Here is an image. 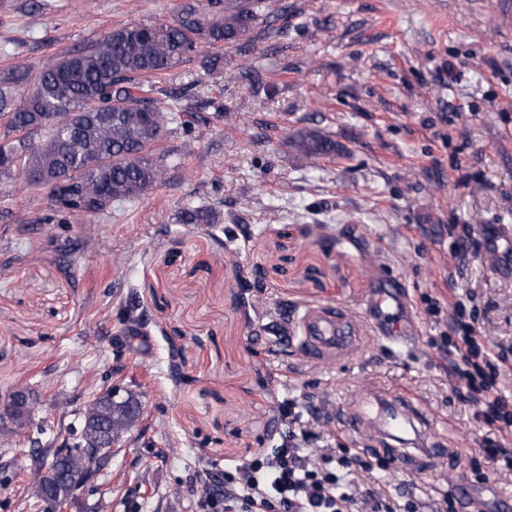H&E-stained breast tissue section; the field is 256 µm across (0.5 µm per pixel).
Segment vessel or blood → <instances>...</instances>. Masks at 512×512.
<instances>
[{
	"label": "vessel or blood",
	"mask_w": 512,
	"mask_h": 512,
	"mask_svg": "<svg viewBox=\"0 0 512 512\" xmlns=\"http://www.w3.org/2000/svg\"><path fill=\"white\" fill-rule=\"evenodd\" d=\"M407 307L402 292L397 288L371 290L363 318H356L342 304L326 306L305 305L296 308L293 315L273 321L275 335L273 344L280 345L298 341L305 356L323 361L344 353L354 347L363 331H370L379 340L397 346H407L413 341L398 313ZM376 408L377 420L373 428L379 439L399 431H409L410 442L421 461H428L447 452V444L441 433H428L429 422L420 408L403 394H387L372 390L367 397L359 399L345 420L350 433L361 432L369 408Z\"/></svg>",
	"instance_id": "obj_1"
}]
</instances>
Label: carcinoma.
Here are the masks:
<instances>
[{
	"mask_svg": "<svg viewBox=\"0 0 512 512\" xmlns=\"http://www.w3.org/2000/svg\"><path fill=\"white\" fill-rule=\"evenodd\" d=\"M267 0H200L181 8L171 22L139 21L114 28L90 45L68 50L44 66L28 84V73L15 66L0 78V173L21 164L34 186L49 190L61 211L94 217L114 201H132L156 190L163 168L155 147L169 126L181 118L206 125L199 105L181 96L176 105H159L132 93L142 75L156 77L186 63L202 44L236 46L247 53L254 27L259 36L281 34ZM47 130L33 144V132ZM291 145L298 159L311 161L336 153V142L320 130L296 131ZM181 224H215L210 206H187ZM6 414L25 428L31 424L26 404L11 395ZM138 419V399L130 392L116 400L104 391L85 408L80 435L115 443ZM72 451L59 455L52 475L35 471L30 482L42 500L75 499Z\"/></svg>",
	"mask_w": 512,
	"mask_h": 512,
	"instance_id": "obj_1",
	"label": "carcinoma"
}]
</instances>
